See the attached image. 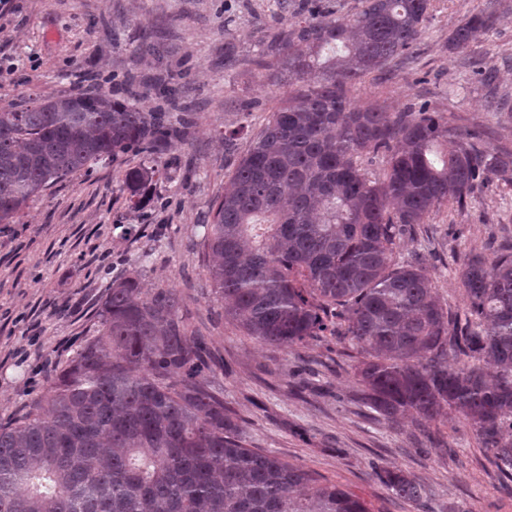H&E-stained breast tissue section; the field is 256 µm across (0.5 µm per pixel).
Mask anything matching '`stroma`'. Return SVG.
Segmentation results:
<instances>
[{
    "instance_id": "1",
    "label": "stroma",
    "mask_w": 512,
    "mask_h": 512,
    "mask_svg": "<svg viewBox=\"0 0 512 512\" xmlns=\"http://www.w3.org/2000/svg\"><path fill=\"white\" fill-rule=\"evenodd\" d=\"M299 0H0V107L99 84L144 112L186 105L192 123L159 160L128 154L72 174L0 224V424L48 390L53 369L100 329L114 282L181 296L180 314L211 368L205 379L235 410L252 444L363 498L371 512H512L502 482L459 417L389 422L358 399L352 347L324 336L305 350L249 339L224 317L206 279L202 225L252 137L294 84L255 63L269 34L299 18ZM495 5L491 30L463 51L448 35ZM155 52H139L144 28ZM512 97V0H431L412 58L349 89L354 106L427 109L476 129L512 154V112L487 108L471 57ZM237 131L234 143L224 134ZM157 167L132 205L126 169ZM512 247V183L477 186L466 207L440 205L404 237L400 262L423 260L445 307L460 313V259ZM424 483L423 510L398 499L375 468Z\"/></svg>"
}]
</instances>
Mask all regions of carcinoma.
I'll return each mask as SVG.
<instances>
[{"label": "carcinoma", "mask_w": 512, "mask_h": 512, "mask_svg": "<svg viewBox=\"0 0 512 512\" xmlns=\"http://www.w3.org/2000/svg\"><path fill=\"white\" fill-rule=\"evenodd\" d=\"M430 0H361L337 16L307 0L297 27L258 64L304 80L271 112L202 225L224 318L262 344L341 336L361 356L363 404L385 419L460 414L512 479V251L467 258V310L452 317L426 267L394 260L441 204L512 174V156L436 112L356 108L350 87L411 52ZM471 15L448 36L465 50L491 29ZM183 115L140 111L106 87L0 108V224L72 173L129 154L158 156ZM382 158L369 177L363 160ZM157 169L126 174L130 195ZM169 291L112 286L99 335L50 379L49 393L0 425V512H369L314 472L252 446L203 382L197 346ZM375 476L420 506L400 470Z\"/></svg>", "instance_id": "cac0c4a2"}]
</instances>
